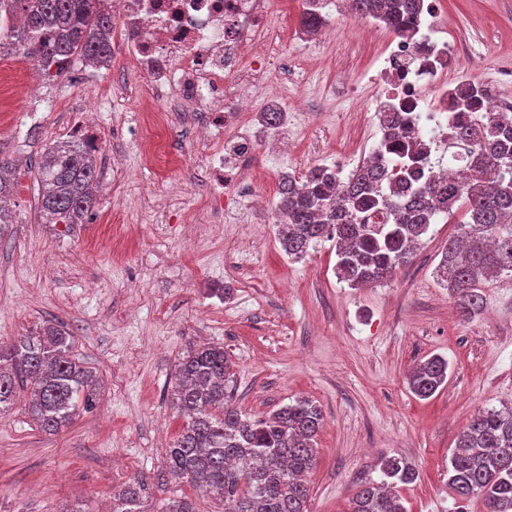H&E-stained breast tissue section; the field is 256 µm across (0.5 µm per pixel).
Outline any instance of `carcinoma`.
I'll list each match as a JSON object with an SVG mask.
<instances>
[{"instance_id": "cac0c4a2", "label": "carcinoma", "mask_w": 512, "mask_h": 512, "mask_svg": "<svg viewBox=\"0 0 512 512\" xmlns=\"http://www.w3.org/2000/svg\"><path fill=\"white\" fill-rule=\"evenodd\" d=\"M107 0H0V14L22 24L0 33V55L24 53L46 75L68 73L77 58L112 59V11ZM359 16L385 14L402 30L417 18L421 0H353ZM469 143L463 165L448 177L406 197L382 192L391 175L367 166L337 187L326 168H311L298 181L285 175L279 186L277 235L291 258H301L325 240H336L337 269L353 287L388 281L410 262L429 226L466 204L459 235L448 240L439 265L444 286L465 315L480 307V286L512 274V121L483 116L462 127ZM38 204L53 224H83L97 205L99 173L78 141L50 145L39 166ZM14 187L12 163L0 155V200ZM370 211L379 224L356 223ZM74 336L44 322L9 343L0 342V415L20 393L24 413L37 428L57 434L93 407V372L73 358ZM448 377V361L432 356L409 376L418 397H431ZM233 373L224 348L204 344L179 359L172 405L186 423L165 463L224 512H307L306 476L316 463L315 438L321 409L299 398L261 417L232 403ZM386 480L366 481L352 498L351 512H406L397 484L410 485L416 469L395 456L383 457ZM448 486L456 499L482 497L486 512H512V404L474 415L450 457ZM110 512H151L135 480L112 495ZM166 512H200L197 502L179 497Z\"/></svg>"}]
</instances>
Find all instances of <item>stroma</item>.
I'll use <instances>...</instances> for the list:
<instances>
[{
	"label": "stroma",
	"instance_id": "35a3bbf8",
	"mask_svg": "<svg viewBox=\"0 0 512 512\" xmlns=\"http://www.w3.org/2000/svg\"><path fill=\"white\" fill-rule=\"evenodd\" d=\"M439 7L449 41L483 59L479 80L512 96V0ZM303 9V0H288L265 19L269 30L288 32L280 55L309 63L270 71L254 108L281 111L297 94L307 108L284 119L288 153L258 149L247 163L254 181L225 185L237 224L211 206L190 118L135 131L145 79L125 59L91 74L77 61L48 80L37 66L0 56V145L17 165L12 223L0 240V341L60 323L76 338V360L102 382L95 406L61 433L40 432L17 409L0 416V512H106L113 491L136 476L153 512L195 496L188 481L171 479L165 450L184 424L169 401L176 364L203 343L223 347L233 403L245 413L262 416L301 397L320 406L309 512H350L355 484L381 481L384 455L419 473L397 488L407 512H483L481 499L454 500L448 462L480 408L512 403V276L484 283L481 312L461 316L437 274L458 212L430 225L412 262L382 284L341 280L332 241L300 259L285 255L274 227L280 179L345 165L366 137L356 115L377 93L356 80L383 39H358L349 14L326 41L306 44ZM91 105L101 178L116 165L126 177L100 191L87 223L67 230L40 216L38 163ZM150 140L183 157L182 166L148 163ZM246 224L253 235L244 262L236 242ZM436 354L447 359L448 378L419 398L408 372Z\"/></svg>",
	"mask_w": 512,
	"mask_h": 512
}]
</instances>
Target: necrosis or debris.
I'll return each mask as SVG.
<instances>
[{"mask_svg":"<svg viewBox=\"0 0 512 512\" xmlns=\"http://www.w3.org/2000/svg\"><path fill=\"white\" fill-rule=\"evenodd\" d=\"M435 0H422L410 35L389 33L361 75L377 100L365 121L371 134L360 162L407 166L428 183L446 175L432 153L413 155L395 147L379 123L382 112L399 113L410 136L433 149L452 144L473 114L512 112V98L493 85L474 87L465 77L449 80L461 65L448 43V26ZM270 0H113L112 54L125 57L152 89L172 86L181 105L201 113L200 160L213 200L224 201L225 183L248 177L245 162L258 148L250 120L249 93L263 71L249 56L252 47L271 57L264 27Z\"/></svg>","mask_w":512,"mask_h":512,"instance_id":"necrosis-or-debris-1","label":"necrosis or debris"}]
</instances>
